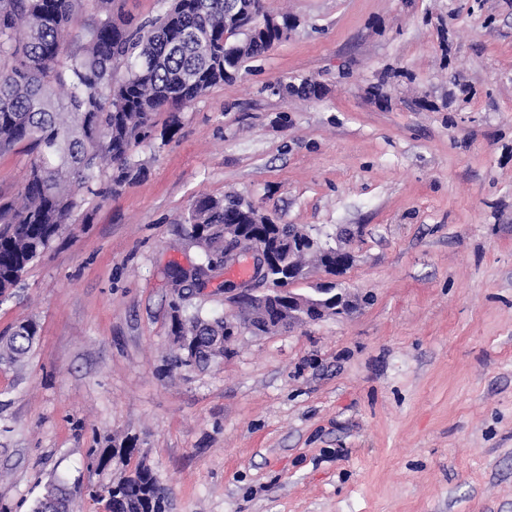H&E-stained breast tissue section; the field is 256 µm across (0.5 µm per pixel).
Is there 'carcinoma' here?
Here are the masks:
<instances>
[{
  "label": "carcinoma",
  "mask_w": 512,
  "mask_h": 512,
  "mask_svg": "<svg viewBox=\"0 0 512 512\" xmlns=\"http://www.w3.org/2000/svg\"><path fill=\"white\" fill-rule=\"evenodd\" d=\"M87 0H0V154L22 145L31 155L20 200L0 198V297L18 287L28 266L72 223L85 194H112L136 177L129 151L148 139L158 112H177L224 83L280 41L277 30L238 47L226 35L224 0H171L161 15L135 27L115 16L116 0H92L96 10L72 50L61 31ZM246 224L262 241L288 240L290 224H260L253 209L228 195L203 198L190 212L191 237L208 252L224 248V225ZM173 303L172 334L197 336L199 366L224 358V332L239 327L224 317L187 313ZM37 325L21 322L0 337V358L16 363L37 339ZM134 449H88L89 465L127 463ZM105 503L106 512H169L152 468L139 462L106 485L50 479L31 512H67L76 495Z\"/></svg>",
  "instance_id": "1"
}]
</instances>
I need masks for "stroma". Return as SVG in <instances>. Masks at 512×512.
<instances>
[{
	"label": "stroma",
	"instance_id": "35a3bbf8",
	"mask_svg": "<svg viewBox=\"0 0 512 512\" xmlns=\"http://www.w3.org/2000/svg\"><path fill=\"white\" fill-rule=\"evenodd\" d=\"M295 26L133 148L0 302V503L108 482L134 447L169 512H512V0H265ZM320 85L306 96L288 85ZM382 85V96L372 88ZM243 197L333 242L347 316L241 331L170 370V273L196 201ZM232 269L187 299L229 315ZM37 325L33 321L21 322L9 336L0 337V358L16 363L28 354L37 339ZM134 448L120 446L117 448H91L88 449L89 465L96 466L98 469L110 467L112 462L117 461L123 466H127V460L134 453Z\"/></svg>",
	"mask_w": 512,
	"mask_h": 512
}]
</instances>
